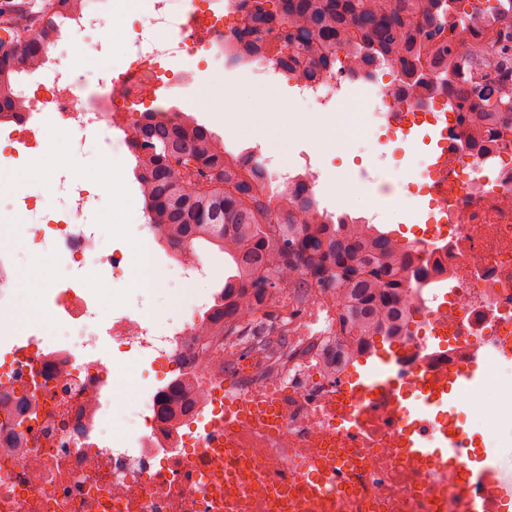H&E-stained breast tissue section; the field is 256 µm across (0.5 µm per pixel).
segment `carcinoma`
<instances>
[{"instance_id":"1","label":"carcinoma","mask_w":512,"mask_h":512,"mask_svg":"<svg viewBox=\"0 0 512 512\" xmlns=\"http://www.w3.org/2000/svg\"><path fill=\"white\" fill-rule=\"evenodd\" d=\"M466 0H238L241 24L231 39L233 61L277 50L290 81L313 80L337 61H354L368 80L389 64L421 105L444 94L462 113L466 147L490 132L512 146V0L465 11ZM85 0H44L40 30L19 25L17 8L0 12V120L16 113L15 79L32 67L58 34L61 9ZM150 224L172 247L209 243L233 260L236 274L206 318L212 336L263 341L261 322L242 320L244 306L269 315L282 288L336 298L342 333L375 348L408 331L412 288L426 287L413 249L369 224L337 223L320 212L301 180L273 193L254 155L229 154L205 126L145 113L129 138Z\"/></svg>"}]
</instances>
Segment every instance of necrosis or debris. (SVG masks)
Listing matches in <instances>:
<instances>
[{
    "label": "necrosis or debris",
    "mask_w": 512,
    "mask_h": 512,
    "mask_svg": "<svg viewBox=\"0 0 512 512\" xmlns=\"http://www.w3.org/2000/svg\"><path fill=\"white\" fill-rule=\"evenodd\" d=\"M124 11L123 0H100L68 13L56 62L16 86L24 109L11 120V142L37 165L30 182L1 177L0 196L23 215L37 207L36 188L48 178L64 208L21 232L0 233V340L8 345L0 356V512H470L477 498L486 512H498L495 491L473 486L466 465L445 467L398 448L407 436L435 441L458 429L447 412L430 419L412 412L410 401L447 386L474 349L512 350V148H463L459 115L449 112L453 192L433 198L444 221L414 250L429 282L447 283L448 295L413 294L421 327L396 341L397 381L349 394L348 377L327 365L325 342L352 354L362 345L337 334L331 297L310 300L277 361L245 352L240 336L198 335L213 296L161 324L126 307L128 256L83 224L87 212L100 210L101 196L73 159L90 135L109 158L114 129L162 92L191 99L195 63L233 51L227 34L237 11L235 0H144V25L125 36L114 59L104 27ZM178 60L183 69L175 68ZM86 65L97 67L110 95L86 97L75 78ZM55 133L67 150L43 161L41 145ZM100 212L113 234L126 236V225ZM24 254L35 282L26 290L18 279ZM107 295L113 342L179 368L192 415L162 421L157 389L140 407L135 435L109 412L104 387L122 383L123 374L89 350ZM24 304L50 314L62 341L46 343L20 325ZM228 402L241 410L219 428L216 447L204 425L221 419ZM269 402L277 411L272 424L258 412ZM353 413L361 416L355 426Z\"/></svg>",
    "instance_id": "obj_1"
}]
</instances>
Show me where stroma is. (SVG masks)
I'll list each match as a JSON object with an SVG mask.
<instances>
[{"label": "stroma", "instance_id": "35a3bbf8", "mask_svg": "<svg viewBox=\"0 0 512 512\" xmlns=\"http://www.w3.org/2000/svg\"><path fill=\"white\" fill-rule=\"evenodd\" d=\"M394 78V72L385 67L379 70L377 81L346 82L329 103L321 120L312 125L306 121L311 105L297 99L288 80H281L276 85L285 106L274 111L267 107L263 98L266 82L257 80L254 74L229 66L217 71L200 70L196 73L197 96H220L223 105L217 110L197 105L191 115L222 140L231 154L248 151L285 167L299 163L302 157H309L313 169L319 171L322 179V190L316 198L321 209L333 216L366 214L367 203L376 192L378 182L392 180L405 204L391 208L379 220L378 227L391 232L400 243L410 245L430 222V210L420 207L419 186L422 182L421 162L434 151L433 145L426 142L433 130L415 128L405 135L367 114L366 101L380 86L392 83ZM247 95L254 101L251 111L245 118L235 119L236 101ZM340 175L354 187L353 194L343 203L337 201L333 189ZM84 221L96 226L111 248L129 253L131 267L127 286L130 304L152 322L168 318L174 305L186 307L199 297L220 290L234 269L232 260L223 251L204 245L198 247L197 252L212 270L210 279L192 285L176 279L166 280L162 277V264L175 257V249L115 237L109 225L99 223L92 211L86 214ZM111 316L112 310L108 307L99 314L95 322V348L108 354L123 368L126 384L119 400L124 414L134 419L138 416L141 398L167 369L147 355L113 347L108 334ZM452 414L471 440L472 450L493 449L496 465L511 474L512 434L478 416L469 401L457 400Z\"/></svg>", "mask_w": 512, "mask_h": 512}]
</instances>
